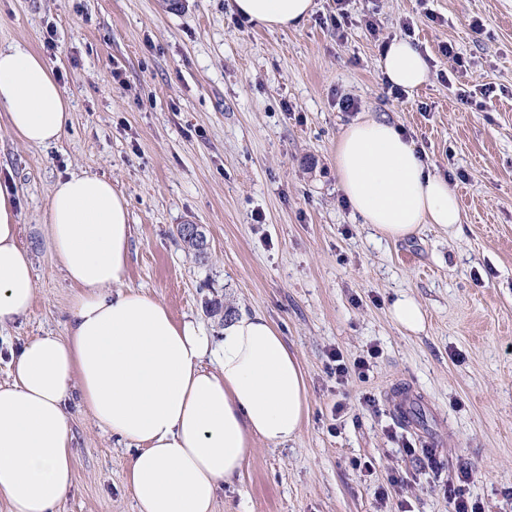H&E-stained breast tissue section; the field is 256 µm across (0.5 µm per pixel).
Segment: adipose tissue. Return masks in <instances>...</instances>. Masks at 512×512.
Here are the masks:
<instances>
[{
  "mask_svg": "<svg viewBox=\"0 0 512 512\" xmlns=\"http://www.w3.org/2000/svg\"><path fill=\"white\" fill-rule=\"evenodd\" d=\"M314 0H231L236 14L270 29L299 28ZM405 38L383 52L381 78L411 91L427 80ZM0 106L7 128L30 146L57 143L70 102L27 45L0 47ZM336 172L354 213L374 235L401 240L423 225L459 229L458 197L395 124L366 117L336 141ZM73 290L66 335L8 350L0 384V501L7 512H55L72 486L68 414L134 445L126 473L137 512H213L257 443L295 439L309 413L298 356L260 313L228 319L214 340L192 319L124 286L132 226L128 201L105 177L58 178L40 227ZM36 295L31 252L18 241L12 189L0 183V326L24 317Z\"/></svg>",
  "mask_w": 512,
  "mask_h": 512,
  "instance_id": "1",
  "label": "adipose tissue"
}]
</instances>
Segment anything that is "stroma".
<instances>
[{
	"label": "stroma",
	"mask_w": 512,
	"mask_h": 512,
	"mask_svg": "<svg viewBox=\"0 0 512 512\" xmlns=\"http://www.w3.org/2000/svg\"><path fill=\"white\" fill-rule=\"evenodd\" d=\"M315 3L301 28L271 30L228 0H0V45L39 54L73 112L48 147L0 123V180L18 192L36 288L28 314L0 327V347L65 334L72 290L37 226L57 177L103 176L129 203L125 286L217 338L224 318L263 313L305 371L299 437L257 444L214 512H449L443 489L462 465L482 512H512V0H346L343 43L336 0ZM369 14L379 39L361 30ZM402 35L429 74L398 99L379 62ZM347 97L357 111L343 109ZM367 115L401 127L447 177L460 231L426 224L378 240L353 214L334 148ZM180 224L202 226L205 260L184 248ZM404 294L423 305L424 331L390 320ZM213 301L223 317L207 313ZM373 347L366 379L328 373L333 351L350 364ZM405 393L409 424L397 414ZM366 396L376 412L362 410ZM69 422L73 487L57 512H134L132 449L78 407ZM412 446L433 449L441 471L421 468Z\"/></svg>",
	"instance_id": "1"
}]
</instances>
